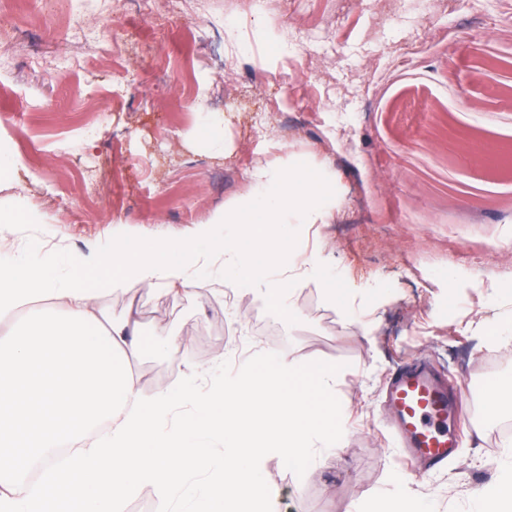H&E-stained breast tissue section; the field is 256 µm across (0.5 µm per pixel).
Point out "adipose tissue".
Wrapping results in <instances>:
<instances>
[{
	"label": "adipose tissue",
	"mask_w": 512,
	"mask_h": 512,
	"mask_svg": "<svg viewBox=\"0 0 512 512\" xmlns=\"http://www.w3.org/2000/svg\"><path fill=\"white\" fill-rule=\"evenodd\" d=\"M253 191L234 211L221 210L180 246L113 240L59 259L28 250L0 252V321L28 309V319L0 335V512H115L140 486L189 512H276L259 459L273 452L288 464L335 448L343 422L331 407L341 366L312 372L279 353L260 351L201 383L189 367L172 390L142 396L131 369L141 354L139 324L104 321L84 272H108L112 288L191 291L216 272L230 288L289 308L304 283L354 313L347 289L315 259L298 263L288 227L327 223L334 199L324 175L257 168ZM223 454H215L214 444ZM209 475L205 486L192 477ZM470 512H512V461L473 499Z\"/></svg>",
	"instance_id": "ef3b65f1"
}]
</instances>
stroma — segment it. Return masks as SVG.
Here are the masks:
<instances>
[{
    "mask_svg": "<svg viewBox=\"0 0 512 512\" xmlns=\"http://www.w3.org/2000/svg\"><path fill=\"white\" fill-rule=\"evenodd\" d=\"M395 23L373 0H274L256 20L248 0H197L195 21L159 32L142 0H8L15 30L0 45V150L16 175L0 176V205L23 201L48 221L53 252L138 236L179 242L213 213L252 192L259 165L326 172L338 201L330 223L303 229L301 254L322 253L362 303L350 317L306 283L294 312L240 295L226 311V281L193 292L106 290L98 307L135 314L144 394L175 387L188 366L207 368L226 336L254 333L267 351L286 343L305 367L342 365L336 407L347 417L333 451L295 474L266 454L261 469L279 512H348L396 481L386 432L392 372L425 363L464 388L458 454L442 470L419 463L409 486L439 512H468L493 481L512 433L488 418L486 332L512 303V0H399ZM100 30L90 47L72 19ZM125 39L109 48L112 31ZM326 43L308 59L276 53L307 33ZM220 116L225 158L196 137ZM104 181L88 194L80 157ZM385 293L366 306L368 290ZM185 336L191 360L156 353L159 332Z\"/></svg>",
    "mask_w": 512,
    "mask_h": 512,
    "instance_id": "35a3bbf8",
    "label": "stroma"
}]
</instances>
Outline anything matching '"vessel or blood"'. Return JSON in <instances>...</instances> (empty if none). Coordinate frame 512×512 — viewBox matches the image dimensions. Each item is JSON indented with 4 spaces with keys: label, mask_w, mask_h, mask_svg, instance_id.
<instances>
[{
    "label": "vessel or blood",
    "mask_w": 512,
    "mask_h": 512,
    "mask_svg": "<svg viewBox=\"0 0 512 512\" xmlns=\"http://www.w3.org/2000/svg\"><path fill=\"white\" fill-rule=\"evenodd\" d=\"M388 398L404 473H414L419 459L434 468L446 466L459 447L460 435L448 424L450 404L445 385L425 368H405L392 375Z\"/></svg>",
    "instance_id": "1"
}]
</instances>
